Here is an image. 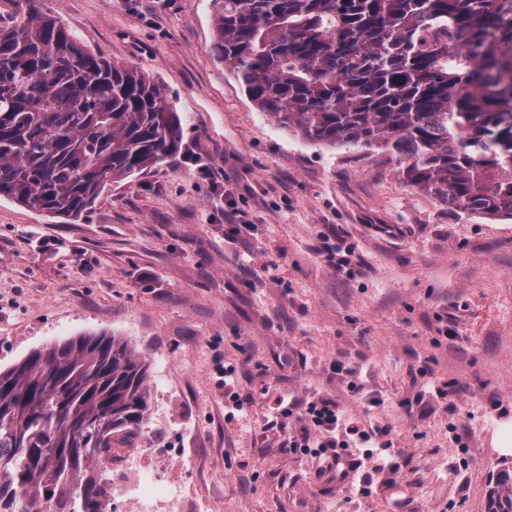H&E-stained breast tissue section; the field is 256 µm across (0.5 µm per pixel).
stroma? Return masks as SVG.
<instances>
[{
  "label": "stroma",
  "instance_id": "obj_1",
  "mask_svg": "<svg viewBox=\"0 0 512 512\" xmlns=\"http://www.w3.org/2000/svg\"><path fill=\"white\" fill-rule=\"evenodd\" d=\"M39 6L162 85L183 150L74 221L0 197V368L83 335L128 340L150 372L138 441L185 449L219 512H484L512 467L493 446L512 418V220L408 186L393 155L277 124L214 57L213 0ZM245 220L253 233L231 236ZM325 240L348 266L328 264ZM317 397L389 429L393 454L341 449L340 479L328 456L288 448Z\"/></svg>",
  "mask_w": 512,
  "mask_h": 512
}]
</instances>
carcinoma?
I'll list each match as a JSON object with an SVG mask.
<instances>
[{
	"mask_svg": "<svg viewBox=\"0 0 512 512\" xmlns=\"http://www.w3.org/2000/svg\"><path fill=\"white\" fill-rule=\"evenodd\" d=\"M213 52L250 101L329 148L391 151L406 182L512 220V0H213ZM0 24V196L76 219L180 154L164 88L85 48L37 0ZM148 364L80 336L0 369V512H108L100 467L147 416ZM485 512H512V468Z\"/></svg>",
	"mask_w": 512,
	"mask_h": 512,
	"instance_id": "1",
	"label": "carcinoma"
}]
</instances>
